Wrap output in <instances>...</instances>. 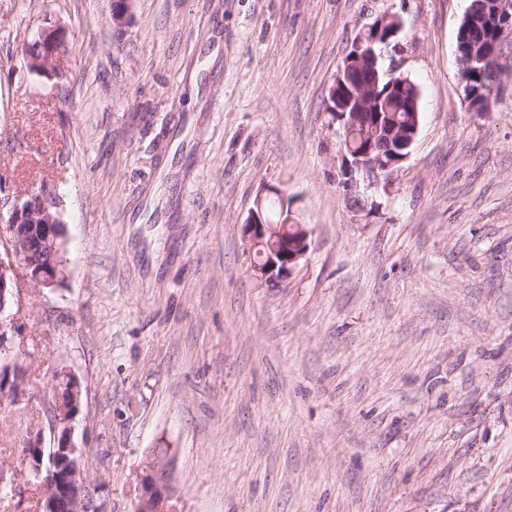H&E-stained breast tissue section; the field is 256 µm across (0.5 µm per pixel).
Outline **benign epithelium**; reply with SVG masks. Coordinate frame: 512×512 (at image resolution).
Listing matches in <instances>:
<instances>
[{
    "mask_svg": "<svg viewBox=\"0 0 512 512\" xmlns=\"http://www.w3.org/2000/svg\"><path fill=\"white\" fill-rule=\"evenodd\" d=\"M493 35L488 44L474 46L468 66L485 76L483 86L461 78L464 96L472 102L477 96L490 101L495 94L500 70L506 66L502 46L512 41V0H492ZM395 15H383L368 24L356 37L330 86L338 106L325 112V128L336 137V186L350 206L363 210L366 189L388 179L409 158L406 150L414 144L419 131L418 102L412 103L413 123L408 129L384 120L377 96L380 77L378 59L392 46L390 38L401 31ZM67 41L63 31L41 30L29 46V69L50 75L57 72V62L64 56ZM366 112L377 113L374 128L384 131L385 139L356 149L351 137ZM279 197L282 209L278 220L270 218L266 202ZM61 197L54 190L30 191L17 196L7 213V224L0 229V351L10 352L8 344L19 335L20 326L11 313L19 303L21 282L35 288H54L61 282L59 265H42L34 257L43 253L60 254L65 245V225L61 218ZM311 230L297 219L293 206L283 192L269 187L259 195L243 224V238L248 252L256 255L250 270L254 278L271 285L288 281L311 246ZM64 387L52 391V416L49 424L50 445H44V432L30 431L24 440L23 461L43 489V512H96L92 496L79 466L80 449L73 439L72 421L81 400L78 380L68 374ZM27 378L22 371L8 369L0 386V403H18L27 398ZM171 488L162 466H152L143 478V492L134 512H167Z\"/></svg>",
    "mask_w": 512,
    "mask_h": 512,
    "instance_id": "1",
    "label": "benign epithelium"
}]
</instances>
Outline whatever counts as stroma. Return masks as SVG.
<instances>
[{
  "label": "stroma",
  "instance_id": "obj_1",
  "mask_svg": "<svg viewBox=\"0 0 512 512\" xmlns=\"http://www.w3.org/2000/svg\"><path fill=\"white\" fill-rule=\"evenodd\" d=\"M469 0H0V203L48 181L65 274L23 287L0 405V512H39L22 463L59 374L103 512L150 466L170 512H512V74L490 112L460 86ZM403 22L419 88L408 160L349 207L323 122L361 28ZM59 27L54 76L22 49ZM309 253L282 286L242 226L266 188ZM16 365L15 362L11 361L6 381L2 385V389H0V403L4 404L8 401L10 404L19 403L23 400H29L28 392L26 389L27 378L23 371H19V367L17 366L16 378L14 380L13 368Z\"/></svg>",
  "mask_w": 512,
  "mask_h": 512
}]
</instances>
